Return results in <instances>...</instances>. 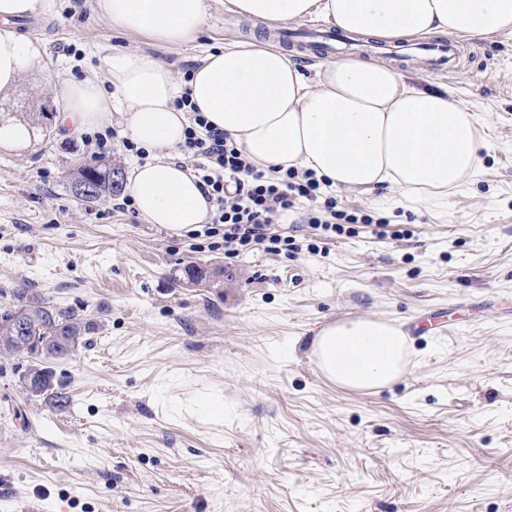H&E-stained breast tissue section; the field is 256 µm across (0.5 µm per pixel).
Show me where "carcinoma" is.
Returning a JSON list of instances; mask_svg holds the SVG:
<instances>
[{
  "label": "carcinoma",
  "instance_id": "cac0c4a2",
  "mask_svg": "<svg viewBox=\"0 0 512 512\" xmlns=\"http://www.w3.org/2000/svg\"><path fill=\"white\" fill-rule=\"evenodd\" d=\"M112 164H82L78 166L74 187L90 182L93 184L89 194L76 193V197L86 204L97 203L107 197L120 192L119 186L112 183ZM215 272L206 267L189 264L183 269V282L191 285H200L207 282ZM28 309L34 312L36 322L31 331L34 335L46 339H54L68 344L70 351L74 352L79 347L87 345L86 335L89 333V325L80 315L71 308H61L50 304L42 297L29 293L27 288H19L14 292V304L9 308H0V356H30V347L26 342L13 339L17 321L14 312ZM39 376L29 395L47 400L58 408H64L69 402L65 393L55 389L50 383L51 375L46 368L36 370Z\"/></svg>",
  "mask_w": 512,
  "mask_h": 512
}]
</instances>
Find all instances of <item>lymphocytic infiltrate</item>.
Masks as SVG:
<instances>
[{
	"label": "lymphocytic infiltrate",
	"mask_w": 512,
	"mask_h": 512,
	"mask_svg": "<svg viewBox=\"0 0 512 512\" xmlns=\"http://www.w3.org/2000/svg\"><path fill=\"white\" fill-rule=\"evenodd\" d=\"M178 151L195 161L200 188L212 207L204 235L222 237L227 257L257 245L271 254L293 248V236L271 233L270 227L299 208L304 223L328 236L344 234L346 225L373 221L369 215L338 210L335 195L313 171L290 168L268 175L256 170L242 149L211 126L202 112L193 113Z\"/></svg>",
	"instance_id": "1"
}]
</instances>
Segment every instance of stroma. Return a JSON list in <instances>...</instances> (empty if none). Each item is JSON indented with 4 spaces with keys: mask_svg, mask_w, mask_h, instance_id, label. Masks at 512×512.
<instances>
[{
    "mask_svg": "<svg viewBox=\"0 0 512 512\" xmlns=\"http://www.w3.org/2000/svg\"><path fill=\"white\" fill-rule=\"evenodd\" d=\"M207 2L198 37L161 49L112 29L94 0L14 23L41 64L0 93V124L31 130L26 148L0 151V308L31 288L93 331L50 364L62 412L21 388L29 359L0 358V512H512V36L462 37L443 76L415 43L395 55L419 86L452 90L489 143L447 206L340 191L339 209L386 219L384 235L361 224L314 252L297 212L272 228L294 232L295 251L228 258L118 210L121 195L76 199L79 164L129 177L138 158L29 121L43 103L62 109L60 81L107 82L110 52L156 51L180 77L249 34L224 0ZM191 263L223 268L222 285L180 283ZM434 312L444 327L409 337L408 373L390 387L341 389L311 360L328 321L405 328Z\"/></svg>",
    "mask_w": 512,
    "mask_h": 512,
    "instance_id": "1",
    "label": "stroma"
}]
</instances>
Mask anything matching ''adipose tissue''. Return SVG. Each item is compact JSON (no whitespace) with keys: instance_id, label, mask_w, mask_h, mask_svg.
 Masks as SVG:
<instances>
[{"instance_id":"1","label":"adipose tissue","mask_w":512,"mask_h":512,"mask_svg":"<svg viewBox=\"0 0 512 512\" xmlns=\"http://www.w3.org/2000/svg\"><path fill=\"white\" fill-rule=\"evenodd\" d=\"M51 8L52 0H0V91L40 63L39 46L18 36L13 20ZM95 9L113 29L179 45L202 31L207 2L95 0ZM224 10L271 30L314 18L328 30L385 47L512 33V0H224ZM106 67L112 92L89 78L62 82L66 109L58 120L81 133L120 112L132 140L155 154L133 171L134 205L148 223L174 231L195 230L210 211L195 171L173 156L189 124L175 105L186 89L209 124L241 146L257 170H310L360 196L383 188L412 203H447L488 147L474 114L452 91L418 87L405 70L378 58L349 55L308 73L279 44L251 36L207 54L186 84L145 51L112 52ZM407 357L402 331L373 317L328 322L311 346L319 374L357 392L401 381Z\"/></svg>"}]
</instances>
